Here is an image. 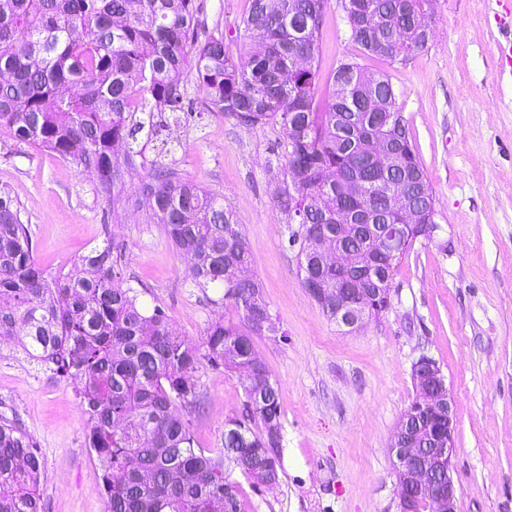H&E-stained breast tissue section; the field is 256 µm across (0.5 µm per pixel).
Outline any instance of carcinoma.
I'll use <instances>...</instances> for the list:
<instances>
[{"instance_id": "1", "label": "carcinoma", "mask_w": 512, "mask_h": 512, "mask_svg": "<svg viewBox=\"0 0 512 512\" xmlns=\"http://www.w3.org/2000/svg\"><path fill=\"white\" fill-rule=\"evenodd\" d=\"M329 0H249V59L235 60L224 37H197L195 0H0V130L96 174L118 199L138 174L131 141L149 118L185 111L177 79L194 74L208 112L247 126H278L285 137L284 188L277 199L294 235L336 234V209L401 220L389 182H402L420 223H434L431 185L388 76L369 87L362 67L339 64L334 90L318 97L314 60ZM349 40L365 57L403 63L423 50L431 0H349ZM394 27L417 38L397 45ZM381 136L401 149L402 167L382 175L363 161ZM152 216L190 264L196 286L223 289L238 323L216 320L200 343L173 333L167 314L124 285L111 243L74 261L90 277L51 275L32 254L19 203L0 187V340L64 381L74 380L87 415L89 447L102 471L107 512H245L239 470L257 489L281 479L279 383L256 355L253 337L275 335L251 268L248 241L224 197L175 176L163 164L141 181ZM420 236L415 227L379 272L389 305L394 271ZM379 280L370 288L383 286ZM238 376L244 413L224 424L219 448L197 445L192 413L203 364ZM43 459L16 419L0 415V512H43Z\"/></svg>"}]
</instances>
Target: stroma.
Masks as SVG:
<instances>
[{
  "instance_id": "obj_1",
  "label": "stroma",
  "mask_w": 512,
  "mask_h": 512,
  "mask_svg": "<svg viewBox=\"0 0 512 512\" xmlns=\"http://www.w3.org/2000/svg\"><path fill=\"white\" fill-rule=\"evenodd\" d=\"M200 37L246 38L249 0H196ZM498 0H433L432 36L403 64L361 55L349 39L342 0H329L315 64L320 97L331 96L340 62L390 78L435 199L438 229L398 264L390 306L361 328L328 320L301 284L292 226L276 197L284 182L280 128L247 127L205 111L195 77L179 82L192 111L179 123L144 125V168L163 163L222 195L252 251V268L283 336L254 337V351L279 382L283 473L273 489L244 492L245 512H398L390 444L414 397L413 364L441 367L457 408L453 478L459 512H512V80L497 76ZM0 186L20 204L33 256L67 272L96 245L122 250L121 276L147 306H162L179 333L199 342L217 319L222 291L196 288L162 225L138 210L135 185L113 201L96 177L0 131ZM205 409L198 445L221 444L226 419L245 397L236 375L203 366ZM0 414L19 419L44 462V512H106L102 471L86 435L73 383L0 346Z\"/></svg>"
}]
</instances>
